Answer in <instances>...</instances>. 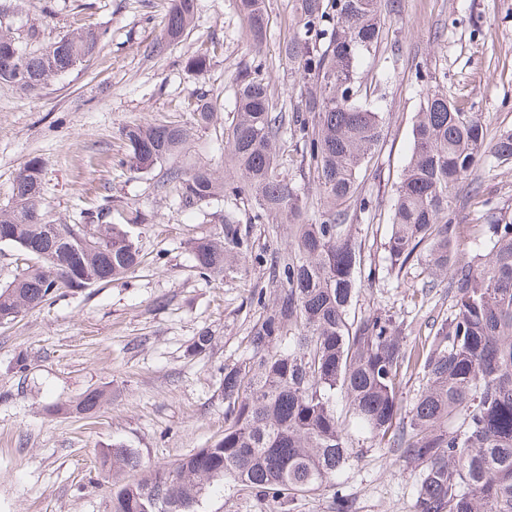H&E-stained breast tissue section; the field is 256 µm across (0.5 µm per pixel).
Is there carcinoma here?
<instances>
[{"label":"carcinoma","instance_id":"obj_1","mask_svg":"<svg viewBox=\"0 0 512 512\" xmlns=\"http://www.w3.org/2000/svg\"><path fill=\"white\" fill-rule=\"evenodd\" d=\"M233 5L261 44L269 23L265 0ZM293 8L297 30L284 56L302 79L298 103L283 110L259 65L233 78L224 157L239 184H227L211 166L167 174L183 211L246 191L256 217L288 225L287 255L269 267L279 289L250 328L248 356L224 372V437L164 466H148L126 448L103 454L101 466L139 473L113 489L111 512H198L216 480L283 504L334 487L348 450L340 401L394 465L422 468L414 512H512V216L498 210L467 229L454 222L450 201L456 184L475 170L486 124L447 96L426 93L385 242L388 273L425 262L421 295L446 289L450 316L416 344L390 315H352L364 258L344 205L383 138L382 116L361 101L358 76L381 38V0H294ZM196 9L197 0H173L157 48L181 38ZM100 42V33L80 26L28 51L0 26V58L16 54L11 69L0 68V82L36 96ZM214 117L211 103L196 99L194 126L206 128ZM287 132L302 144L316 178L321 212L314 224L278 161ZM122 138L131 167L147 171L181 152L190 129L134 124ZM490 156L512 163V130L497 136ZM42 182V163L33 157L17 172L11 201L0 206V245L16 248L22 261L14 280L0 287V325L41 309L61 290L106 286L139 265L129 230L143 223L139 211L122 224H44ZM465 234L470 260L453 255ZM248 247V228L227 214L222 231L196 239L191 254L201 274L219 275L246 261ZM415 373L423 375L422 389L406 408L404 385ZM104 402V392L87 391L69 411L90 418Z\"/></svg>","mask_w":512,"mask_h":512}]
</instances>
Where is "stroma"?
I'll return each instance as SVG.
<instances>
[{"label":"stroma","mask_w":512,"mask_h":512,"mask_svg":"<svg viewBox=\"0 0 512 512\" xmlns=\"http://www.w3.org/2000/svg\"><path fill=\"white\" fill-rule=\"evenodd\" d=\"M384 29L360 67L362 98L384 118L383 139L364 164L345 208L359 227L365 271L357 313L382 312L424 340L432 321L451 313L448 296L413 293L428 279L423 263L387 274L383 243L395 186L413 148L412 130L423 90L446 93L466 111L482 113L489 135L512 129V0H382ZM267 37L254 46L246 19L231 0H197L191 26L162 52L159 36L169 0H0V23L27 41L31 24L49 42L82 25L103 32L95 52L76 69L27 97L0 83V205L12 194L17 170L30 158L44 166L41 213L52 224L86 223L90 211L112 208L113 223L136 209L146 224L132 230L137 271L105 288L58 296L39 310L0 326V512H111V474L101 449L123 445L144 462L165 464L224 435V371L247 355V336L276 288L272 258L288 250V234L257 220L247 195L181 211L167 185L168 167L227 169L221 146L232 124V79L262 64L276 97L296 104L300 75L284 60L296 30L293 0H265ZM215 47L204 73L186 62ZM427 85L416 82L417 74ZM204 97L216 108L206 128L193 125L188 104ZM189 126L186 150L141 172L127 162L122 129L134 123ZM280 159L303 194L309 218L320 208L313 174L291 137ZM512 214V164L482 154L458 184L452 208L461 224L475 223L483 200ZM250 225L251 256L220 276L199 273L190 246L221 230L225 208ZM210 331L211 346L192 344ZM25 369H17V358ZM112 394L91 419L57 412L86 391ZM349 459L335 489L297 497L289 505L238 484L215 482L199 512H334L335 492L350 512H412L420 470L396 467L368 435L350 428Z\"/></svg>","instance_id":"35a3bbf8"}]
</instances>
